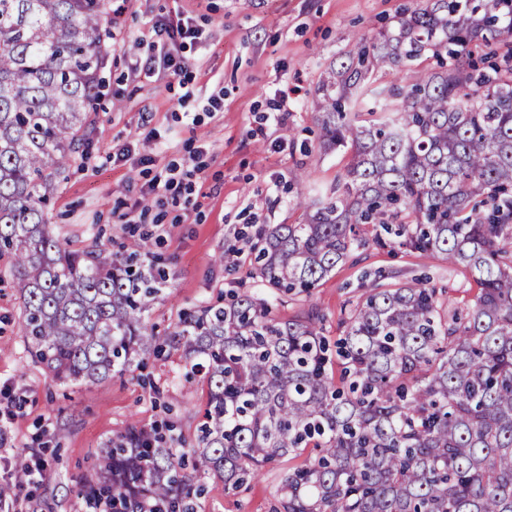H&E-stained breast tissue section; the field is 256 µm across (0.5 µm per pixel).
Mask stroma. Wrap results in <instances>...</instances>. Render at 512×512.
I'll return each mask as SVG.
<instances>
[{
  "mask_svg": "<svg viewBox=\"0 0 512 512\" xmlns=\"http://www.w3.org/2000/svg\"><path fill=\"white\" fill-rule=\"evenodd\" d=\"M415 0H108L113 39L86 142L69 163L49 207L55 233L78 247L135 250L150 236L168 281L149 317L165 333L179 315L230 292L257 286L240 234L265 224H299L333 189L352 159L319 149L317 88L339 55L362 38L395 30ZM183 15L201 35L177 49L181 76L145 75L138 46L156 40L155 23ZM287 91L289 114L269 121V103ZM302 182H294L296 170ZM175 174L177 187L141 188ZM135 216L120 223L121 214ZM422 278L471 309L478 292L464 267L370 245L310 293L285 296L275 313L309 308L336 340L352 303L369 288ZM20 301L0 278V484L44 461L41 477L0 504V512H95L80 493L97 481L100 452L129 427L170 425L192 438L207 403L201 377L186 375L178 353L146 359L134 372L96 384L63 385L35 364L19 324ZM288 460L225 490L205 478L197 512H272Z\"/></svg>",
  "mask_w": 512,
  "mask_h": 512,
  "instance_id": "1",
  "label": "stroma"
}]
</instances>
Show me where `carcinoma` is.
<instances>
[{
  "instance_id": "obj_1",
  "label": "carcinoma",
  "mask_w": 512,
  "mask_h": 512,
  "mask_svg": "<svg viewBox=\"0 0 512 512\" xmlns=\"http://www.w3.org/2000/svg\"><path fill=\"white\" fill-rule=\"evenodd\" d=\"M109 24L103 0H0V261L34 362L66 384L155 353L148 313L168 276L146 245L74 248L46 219L92 124ZM426 54L436 69L415 66ZM408 65L385 90L393 109L356 120L369 76ZM315 108L320 148L353 151L346 173L304 223L244 238L260 289L165 334L208 385L198 434L130 427L81 489L93 505L196 512L201 477L235 490L303 456L274 512H512V0H423L346 52ZM384 232L468 269L467 315L417 278L373 288L333 354L317 311L273 312L269 296L310 293Z\"/></svg>"
}]
</instances>
